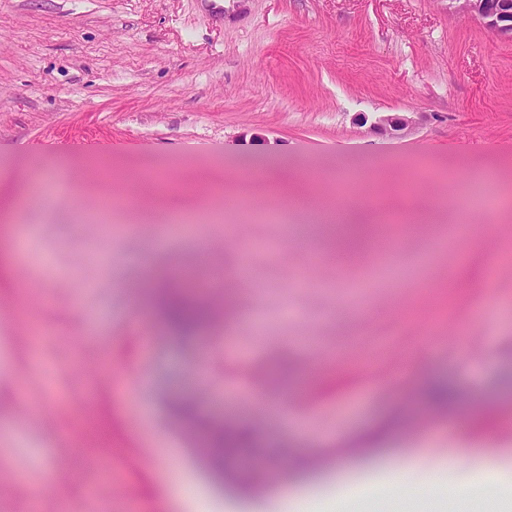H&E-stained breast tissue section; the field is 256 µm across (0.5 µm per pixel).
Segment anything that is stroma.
Returning <instances> with one entry per match:
<instances>
[{
	"label": "stroma",
	"instance_id": "obj_1",
	"mask_svg": "<svg viewBox=\"0 0 512 512\" xmlns=\"http://www.w3.org/2000/svg\"><path fill=\"white\" fill-rule=\"evenodd\" d=\"M380 113L420 122L388 139L360 122ZM86 146L130 190L111 223H78L51 195L0 223L21 244L0 262V305L45 301L35 338L19 321L0 336V512H30L26 489L51 466L66 479L41 512H173L176 485L207 512H274L306 487L309 512L512 505V483L453 504L445 493L474 459L512 453V263L462 272L437 246L464 214L471 245L490 233L512 251V222L490 219L512 205V41L447 0H224L220 24L200 0H0V194L62 174L57 153ZM477 152L499 168L441 163ZM197 165L222 179V193L194 197L211 221L168 228L138 189ZM272 165L320 199L350 173V201L409 185L392 276L366 263L339 281L312 263L336 213L304 218L280 192L252 201ZM227 191L250 202L223 220ZM422 197L435 208L417 210ZM207 244L224 275L204 288L193 269ZM161 268L201 299L231 300L225 321L174 342L149 301ZM435 380L458 391L448 412L424 407ZM176 396L258 432L241 464L265 472L260 493L213 482L169 412ZM90 399L129 457L86 461L73 421ZM386 423L378 447H358ZM368 469L399 477L330 494Z\"/></svg>",
	"mask_w": 512,
	"mask_h": 512
}]
</instances>
